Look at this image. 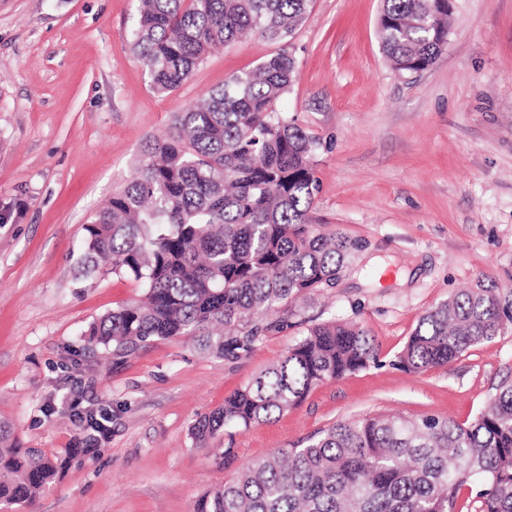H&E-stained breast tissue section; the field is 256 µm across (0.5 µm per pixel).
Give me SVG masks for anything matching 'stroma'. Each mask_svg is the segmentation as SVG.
<instances>
[{
	"instance_id": "obj_1",
	"label": "stroma",
	"mask_w": 512,
	"mask_h": 512,
	"mask_svg": "<svg viewBox=\"0 0 512 512\" xmlns=\"http://www.w3.org/2000/svg\"><path fill=\"white\" fill-rule=\"evenodd\" d=\"M138 0H0V425L10 443L72 447L71 406L103 409L108 440L72 461L33 512H192L240 464L368 416L470 423L512 382V323L448 368L396 360L420 316L484 284L512 292V0H454L448 43L411 78L387 62L381 0H313L292 40L299 78L279 104L316 138L312 217L360 248L335 284L279 312L240 360L182 338L116 356L91 322L140 299L130 278H79L94 213L144 142L275 47L243 37L160 96L130 46ZM354 321L381 363L312 388L297 408L233 432L236 460L190 427L314 326Z\"/></svg>"
}]
</instances>
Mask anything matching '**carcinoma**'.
<instances>
[{"label": "carcinoma", "instance_id": "obj_1", "mask_svg": "<svg viewBox=\"0 0 512 512\" xmlns=\"http://www.w3.org/2000/svg\"><path fill=\"white\" fill-rule=\"evenodd\" d=\"M312 0H140L132 50L159 96L182 86L205 55L249 32L277 45L177 115L168 137L145 142L131 180L84 226L86 278L125 276L144 299L94 321L89 343L129 352L185 337L227 360L247 356L288 301L336 281L359 249L343 230L319 231L317 140L279 111L298 79L290 40ZM448 0H382L381 49L397 72L435 64L448 41ZM512 300L491 286L425 311L397 356L414 373L446 366L493 340ZM380 363L356 322L311 328L274 364L197 418L192 444L299 407L316 385ZM81 440L101 428L75 413ZM85 448H18L0 430V505L30 508ZM466 493L465 504L459 503ZM512 512V384L470 424L450 418L365 417L311 444L249 461L202 495L195 512Z\"/></svg>", "mask_w": 512, "mask_h": 512}]
</instances>
